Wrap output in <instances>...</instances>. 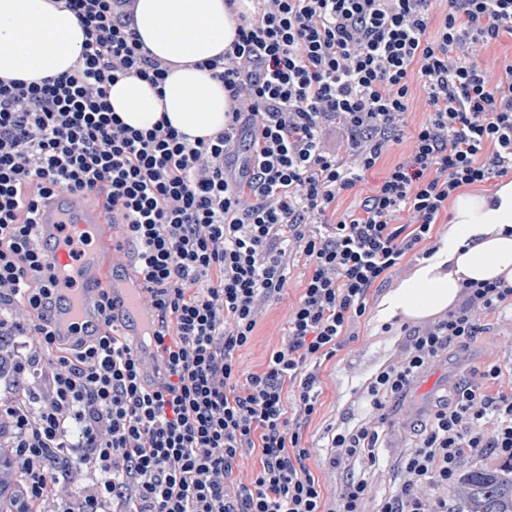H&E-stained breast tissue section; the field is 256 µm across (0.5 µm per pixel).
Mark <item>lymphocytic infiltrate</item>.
<instances>
[{
  "label": "lymphocytic infiltrate",
  "instance_id": "lymphocytic-infiltrate-1",
  "mask_svg": "<svg viewBox=\"0 0 512 512\" xmlns=\"http://www.w3.org/2000/svg\"><path fill=\"white\" fill-rule=\"evenodd\" d=\"M131 0H64L85 34L75 69L0 82V340L22 385L0 399L18 501L56 512H364L387 404L453 345L512 310V284L464 282L460 304L410 334L364 397L367 417L331 438L333 463L359 472L333 499L306 465L318 367L344 345L370 288L430 239L460 188L512 175V59L499 75L477 49L512 33V0H257L223 60L208 63L230 108L224 128L187 144L165 123L124 126L108 102L123 76L159 83L127 24ZM422 103L425 120L406 131ZM347 134L343 152L327 130ZM412 148L354 209L328 220L403 137ZM59 191L101 203L138 246L134 279L154 314L164 373L104 317L63 344L50 326L55 275L37 240L39 207ZM310 272L262 373L239 377L266 305L294 255ZM37 345H30V337ZM512 366L437 408L376 512H448L473 449L512 459ZM259 465L234 479L243 456ZM94 475L65 493L74 465Z\"/></svg>",
  "mask_w": 512,
  "mask_h": 512
}]
</instances>
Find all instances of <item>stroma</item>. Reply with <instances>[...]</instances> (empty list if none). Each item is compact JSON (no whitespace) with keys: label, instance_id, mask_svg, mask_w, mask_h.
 Returning a JSON list of instances; mask_svg holds the SVG:
<instances>
[{"label":"stroma","instance_id":"obj_1","mask_svg":"<svg viewBox=\"0 0 512 512\" xmlns=\"http://www.w3.org/2000/svg\"><path fill=\"white\" fill-rule=\"evenodd\" d=\"M449 218H440L432 236L421 242L416 253L407 254L389 276L387 285L370 288L364 316L353 323L352 336L334 357L323 361L319 369L320 387L318 411L303 432V443L310 448L306 464L318 477L325 497H334L351 468L329 463L328 434L337 426H354L366 413L362 391L370 378L384 364L397 356L401 344L416 327L415 322L403 321L378 325L375 312L386 286L396 285L405 278L418 261L419 253L435 246L446 237ZM309 268L305 258H292L287 270L288 286L282 296L272 302L261 317L251 342L236 354L240 376L260 372L282 339L288 315L298 301ZM480 336L465 347L450 348L429 368L401 399L392 404L384 424L379 450L381 465L373 481L376 495L388 494L399 478L398 463L411 452L430 413L454 399L465 382L479 378L483 367L491 362L512 360V326L504 317L491 314L482 319Z\"/></svg>","mask_w":512,"mask_h":512}]
</instances>
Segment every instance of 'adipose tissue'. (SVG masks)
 <instances>
[{"label": "adipose tissue", "instance_id": "1", "mask_svg": "<svg viewBox=\"0 0 512 512\" xmlns=\"http://www.w3.org/2000/svg\"><path fill=\"white\" fill-rule=\"evenodd\" d=\"M251 8L250 0H133L128 27L168 74L155 86L119 78L109 90L115 115L143 131L164 119L191 140L222 131L228 93L203 65L223 56L239 13ZM84 43L74 13L52 0H0V81L38 82L71 71ZM451 212L453 227L434 255L383 295L379 323L420 321L454 307L466 279L512 284V181L491 194L457 193Z\"/></svg>", "mask_w": 512, "mask_h": 512}]
</instances>
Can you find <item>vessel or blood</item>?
I'll return each mask as SVG.
<instances>
[{
  "label": "vessel or blood",
  "instance_id": "vessel-or-blood-1",
  "mask_svg": "<svg viewBox=\"0 0 512 512\" xmlns=\"http://www.w3.org/2000/svg\"><path fill=\"white\" fill-rule=\"evenodd\" d=\"M109 222L105 210L85 207L79 199L65 192L56 193L38 211L39 242L57 276L56 294L60 302L51 316L56 336H88L100 324L102 258L117 247L108 231ZM67 230L75 232L78 239L71 248L63 243V233ZM138 295L135 288L115 289L111 297L112 313L122 331L137 338L138 355L149 361L155 356L153 345L146 339L153 317L138 307Z\"/></svg>",
  "mask_w": 512,
  "mask_h": 512
}]
</instances>
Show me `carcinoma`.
<instances>
[{
	"label": "carcinoma",
	"mask_w": 512,
	"mask_h": 512,
	"mask_svg": "<svg viewBox=\"0 0 512 512\" xmlns=\"http://www.w3.org/2000/svg\"><path fill=\"white\" fill-rule=\"evenodd\" d=\"M11 456L12 449L0 448V493L18 483ZM453 499L451 512H512V463L469 470L454 489Z\"/></svg>",
	"instance_id": "carcinoma-1"
}]
</instances>
